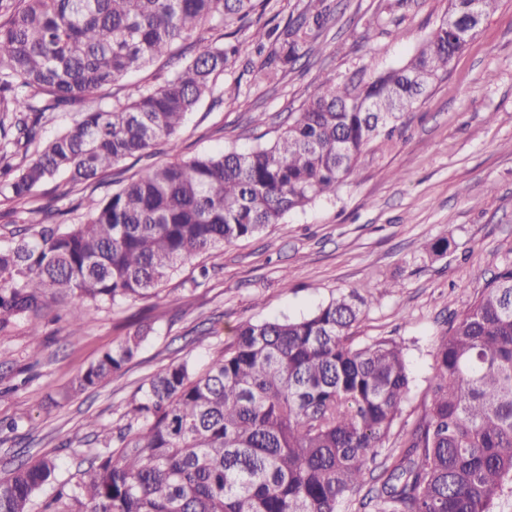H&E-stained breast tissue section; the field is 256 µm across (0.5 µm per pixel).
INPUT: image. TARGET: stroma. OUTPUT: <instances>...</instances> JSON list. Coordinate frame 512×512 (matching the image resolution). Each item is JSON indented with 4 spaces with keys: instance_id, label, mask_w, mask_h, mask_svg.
Returning a JSON list of instances; mask_svg holds the SVG:
<instances>
[{
    "instance_id": "35a3bbf8",
    "label": "stroma",
    "mask_w": 512,
    "mask_h": 512,
    "mask_svg": "<svg viewBox=\"0 0 512 512\" xmlns=\"http://www.w3.org/2000/svg\"><path fill=\"white\" fill-rule=\"evenodd\" d=\"M325 4L330 20L293 69L271 82L243 78L238 61L216 79L178 135L181 156L248 150L276 138L290 112L323 80L363 66L401 65L448 10V0H270L278 22ZM448 238L445 254L430 246ZM512 261V0H499L423 104L377 138L334 198L288 214L261 233L183 266L159 296L88 307L81 330L43 324L0 333V477L36 456L74 475L94 426L115 422L163 366L196 370L241 323L301 318L340 294L368 304L357 344L387 338L405 348L412 383L389 441L398 446L422 412L433 352L451 322ZM152 333L128 371L75 394L78 369L134 332Z\"/></svg>"
}]
</instances>
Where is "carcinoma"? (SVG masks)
Here are the masks:
<instances>
[{
	"label": "carcinoma",
	"instance_id": "1",
	"mask_svg": "<svg viewBox=\"0 0 512 512\" xmlns=\"http://www.w3.org/2000/svg\"><path fill=\"white\" fill-rule=\"evenodd\" d=\"M268 0H0V195L31 198L67 174L69 191L159 144L177 150L187 117L215 77L266 45L293 67L328 21L307 10L263 24ZM468 0L404 65L367 81L314 89L276 139L247 151L175 157L117 181L66 227L40 209V227L0 244V331L53 319L80 327L90 305L158 294L183 265L252 237L289 212L336 195L367 145L424 100L427 86L472 36L448 30ZM208 24L219 36L164 84L109 90L171 54ZM90 107L48 141L56 112ZM42 145L34 157L30 147ZM365 299L342 295L300 319L246 323L208 367L169 364L87 449L88 467L57 480L56 460L20 464L0 479V512H341L364 481L407 400L401 344L354 345ZM139 326L80 370L72 389L124 371L146 341ZM375 512H495L512 496V262L437 344L422 413L407 446L379 477Z\"/></svg>",
	"mask_w": 512,
	"mask_h": 512
}]
</instances>
